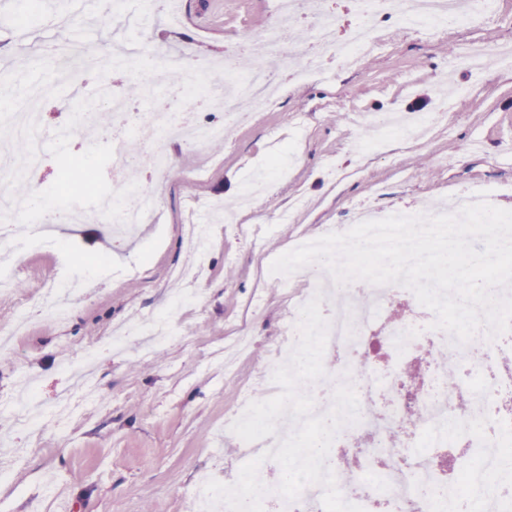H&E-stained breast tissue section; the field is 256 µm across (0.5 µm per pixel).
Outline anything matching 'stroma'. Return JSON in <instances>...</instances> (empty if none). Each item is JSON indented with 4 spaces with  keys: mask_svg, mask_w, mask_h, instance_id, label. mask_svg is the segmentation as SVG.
<instances>
[{
    "mask_svg": "<svg viewBox=\"0 0 512 512\" xmlns=\"http://www.w3.org/2000/svg\"><path fill=\"white\" fill-rule=\"evenodd\" d=\"M178 2L176 25L150 0H105L70 24L32 26L28 17L39 11L33 0H0V87L13 95L26 86L21 49L73 40L108 52L113 29L122 26L145 67L152 56L186 46L192 55L219 58L267 29L275 7V0ZM468 41L512 45V25L462 22L431 35L392 23L376 53L290 85L256 119L213 142L206 157L171 146L180 172L160 180L161 223L144 225L121 243L93 220L59 226L50 244L30 240L11 290L0 291V325L17 308L36 306L45 277H67L86 260L103 265L89 299L70 305L65 321L32 323L0 349V406L16 400L25 379L39 401L53 405L71 384L60 365L65 355L85 363L92 384L74 398L65 428L48 423L34 432L0 421V470L9 473L0 484V512H56L61 497L76 502L77 512H192L191 493L201 478L235 480L244 463L224 432V415L254 394L255 377L282 335L287 300L268 269L294 248L301 231L351 228V207L360 202L383 216L440 211L461 186L512 210V66L470 70L456 60ZM447 72L463 93L428 145L375 131L363 174L337 181V173L352 169L360 133L355 112H435ZM37 77L55 84L43 106L46 131L72 128L67 142L44 152L35 175L43 196L62 207L93 186L110 191L122 179L142 184V175L114 172L110 140L73 123L78 106L103 109L138 74L78 71L58 83L48 64ZM264 172L270 185L257 205L263 224L249 214L237 224L217 220L203 275L176 278L190 262L180 232L187 203L219 217L239 204L251 176ZM299 199L304 209L279 222ZM133 318L145 322L142 335L102 348L103 337ZM156 322L168 323L170 335L155 336ZM243 325L247 348L225 369L224 347ZM94 345L99 354L88 356ZM47 485L53 494H43Z\"/></svg>",
    "mask_w": 512,
    "mask_h": 512,
    "instance_id": "35a3bbf8",
    "label": "stroma"
}]
</instances>
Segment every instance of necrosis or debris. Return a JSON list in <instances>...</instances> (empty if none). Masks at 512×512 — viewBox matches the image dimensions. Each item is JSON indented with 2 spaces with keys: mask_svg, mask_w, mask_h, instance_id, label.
<instances>
[{
  "mask_svg": "<svg viewBox=\"0 0 512 512\" xmlns=\"http://www.w3.org/2000/svg\"><path fill=\"white\" fill-rule=\"evenodd\" d=\"M399 13L427 26L447 27L474 18L486 24L500 20L489 0H403L399 5L394 0H370L364 22L339 42L333 16L315 12L312 24L301 30L297 21L305 15L302 0H277L274 25L262 39L246 42L252 60L248 72L240 73L237 57L228 55L220 61V93L206 90L183 96L178 112L157 107L136 113L124 98L113 97L114 127L127 130L144 145L143 153L132 159L122 144H115V169L149 177L163 172L171 166L167 144L172 140L203 154L213 141L223 139L226 130L247 118L248 104L267 103L277 96L290 74L312 80L327 65L348 66L380 46L382 21ZM49 94V87L36 88L0 116V141L22 139L28 144L27 152L0 165L1 190L30 180L37 168L47 137L40 108ZM211 112L220 113L221 122L208 120ZM35 215L26 198L0 205L1 279L15 267L17 225L34 221ZM160 217L155 200L119 206L97 190L65 209L66 221L95 219L108 224L116 236L135 234L140 225L159 223ZM304 277L308 286L303 291L293 290L294 276L277 278L279 288L288 292L291 309L283 337L261 374L260 389L272 396L278 393L273 369L287 360L298 339L301 307L322 294L321 309L329 322L326 351L336 361L326 366L323 378L304 384L302 390L314 397L318 415L331 409L339 385L352 383L357 392L360 420L346 439L359 449L362 467L358 478L338 482L343 498L364 512H512V482L487 479L491 473L512 472V377L498 368L499 359L512 356V335L490 340L480 332L474 341L459 344L448 332L434 328L436 316L428 309L422 320L384 326L380 320L385 303L399 292V285L354 281L340 286L318 263L311 264ZM422 349L433 360L419 373L417 394L409 402L399 385ZM355 361L365 363L367 370L351 378L347 369ZM407 415L415 425L400 430ZM438 448L450 451V478L436 473Z\"/></svg>",
  "mask_w": 512,
  "mask_h": 512,
  "instance_id": "necrosis-or-debris-1",
  "label": "necrosis or debris"
}]
</instances>
